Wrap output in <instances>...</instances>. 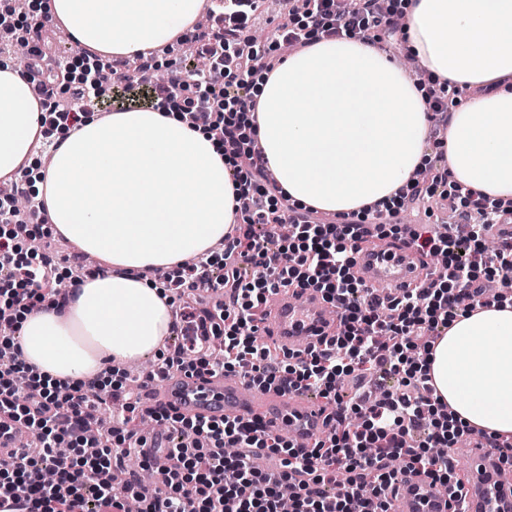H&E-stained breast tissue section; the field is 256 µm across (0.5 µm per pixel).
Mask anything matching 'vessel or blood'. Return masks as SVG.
Returning <instances> with one entry per match:
<instances>
[{
	"instance_id": "obj_1",
	"label": "vessel or blood",
	"mask_w": 512,
	"mask_h": 512,
	"mask_svg": "<svg viewBox=\"0 0 512 512\" xmlns=\"http://www.w3.org/2000/svg\"><path fill=\"white\" fill-rule=\"evenodd\" d=\"M354 270L383 294L425 278L418 255L402 241H383L375 251L359 254ZM336 316L335 307L319 294L309 293L298 300L283 292L270 306L268 320L279 345L293 350L320 344ZM147 399L190 415L259 418L301 445L315 442L326 431L320 407L302 403L296 393L252 390L233 373L168 375L161 386L148 388ZM504 469L498 453L475 449L465 470L463 512H512V482L499 478ZM453 503L444 488L414 478L400 482L390 497V512H450Z\"/></svg>"
}]
</instances>
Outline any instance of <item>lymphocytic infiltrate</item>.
Segmentation results:
<instances>
[{
    "instance_id": "f902f5d3",
    "label": "lymphocytic infiltrate",
    "mask_w": 512,
    "mask_h": 512,
    "mask_svg": "<svg viewBox=\"0 0 512 512\" xmlns=\"http://www.w3.org/2000/svg\"><path fill=\"white\" fill-rule=\"evenodd\" d=\"M263 0H216L219 21L179 38L182 53L172 61L164 83L148 82L153 56L136 58V72L108 68L96 81L72 79L68 59L51 42L54 28L35 25L26 72L46 113L43 123L79 121V107L93 105L97 89L112 90L116 109L173 105L189 126L216 132L231 165L237 189L239 224L224 237L220 266L198 260L163 280L169 303L177 304L184 325H208L224 339V361L209 355H170L159 351L153 368L137 383L122 379L112 390L94 381L40 380L19 361V299L34 303L51 294L58 280V254L49 230L33 231L25 212L10 209L9 197L28 193V182L11 183L0 195V430H33L40 451L21 448L12 457L10 482H0V497L17 501V512H125V501L138 499L142 512H281L280 489L294 488L292 512H389V496L399 478H425L460 488L450 456L452 442L447 406L431 393L428 360L433 343L459 312L455 294L440 292L448 280L471 302L487 306L503 296L499 286L512 280V235L489 251L477 236L424 235L400 219L410 205L447 200L463 223L490 228L512 213V203H491L453 182L445 165L429 180L413 179L400 191L398 208L387 211L392 235L408 233V243L426 257L447 264L428 287L408 288L390 305L356 278L352 266L362 245L380 236L381 227L357 221L325 220L317 210L275 202L274 184L256 143L248 133L249 112L256 106L254 76L272 72L283 60L282 46L301 50L317 37L354 36L379 50L394 49L401 26L386 0H306L302 11L285 6L271 42L250 41L251 22ZM426 102L434 130H444L451 111L464 96L435 76H427ZM291 224L292 234L258 235L257 224ZM250 266L251 275L241 273ZM288 291L317 292L338 310L343 330L324 347L284 351L258 342L270 297ZM459 292V293H460ZM193 369L202 374L237 372L248 386L266 390L312 391L327 409V433L311 447H298L269 431L260 419L204 418L166 407H146L142 391L161 373ZM400 378L397 391L373 402L360 397L345 403L344 378L375 372ZM169 429L196 435L145 448L132 420L143 412ZM426 426L427 439L409 443L411 431ZM147 468L166 461L163 478L153 485L130 474L122 489L105 479L103 468L127 457Z\"/></svg>"
}]
</instances>
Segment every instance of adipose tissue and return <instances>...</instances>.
Listing matches in <instances>:
<instances>
[{"mask_svg": "<svg viewBox=\"0 0 512 512\" xmlns=\"http://www.w3.org/2000/svg\"><path fill=\"white\" fill-rule=\"evenodd\" d=\"M73 42L131 58L190 30L205 0H39ZM408 47L440 81L479 89L451 114L454 181L512 199V0H394ZM255 138L289 204L348 217L395 198L429 166L426 89L356 37L322 38L255 80ZM29 78L0 61V177L27 174L55 235L102 261L63 305L22 314L23 359L48 380H91L156 348L172 327L160 286L214 255L237 221L236 189L213 134L177 113L115 112L45 133ZM50 137L49 159L34 144ZM438 396L464 425L512 436V296L458 316L432 350Z\"/></svg>", "mask_w": 512, "mask_h": 512, "instance_id": "obj_1", "label": "adipose tissue"}]
</instances>
